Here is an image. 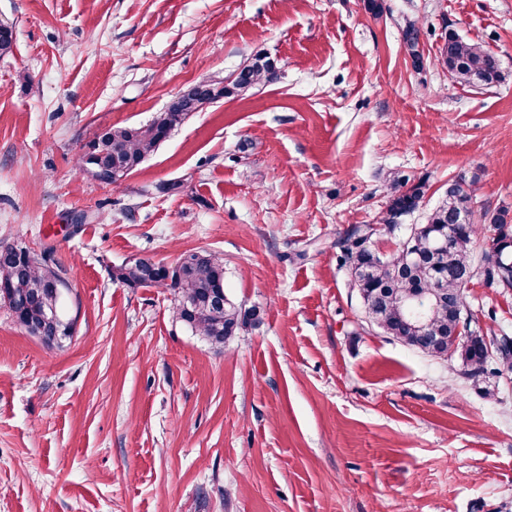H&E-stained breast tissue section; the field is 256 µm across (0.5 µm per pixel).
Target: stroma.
I'll list each match as a JSON object with an SVG mask.
<instances>
[{
  "mask_svg": "<svg viewBox=\"0 0 512 512\" xmlns=\"http://www.w3.org/2000/svg\"><path fill=\"white\" fill-rule=\"evenodd\" d=\"M0 0V244L67 287L47 346L0 303V512H512V370L472 382L367 319L340 240L382 223L387 182L512 210V0ZM419 28L422 67L403 40ZM504 80L458 82L448 32ZM276 77L192 113L114 185L82 149L253 55ZM83 223H73L74 215ZM216 255L262 320L214 347L143 256ZM472 329L512 336V289L476 275Z\"/></svg>",
  "mask_w": 512,
  "mask_h": 512,
  "instance_id": "1",
  "label": "stroma"
}]
</instances>
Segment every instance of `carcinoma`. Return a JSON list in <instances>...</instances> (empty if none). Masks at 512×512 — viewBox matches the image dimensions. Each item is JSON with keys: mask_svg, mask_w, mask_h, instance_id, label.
Masks as SVG:
<instances>
[{"mask_svg": "<svg viewBox=\"0 0 512 512\" xmlns=\"http://www.w3.org/2000/svg\"><path fill=\"white\" fill-rule=\"evenodd\" d=\"M404 39L414 65L422 64L418 50L419 29L415 23L407 24ZM437 61L448 74L476 87H488L502 79L500 62L488 48L463 40L455 33H448ZM276 76L274 62L265 55H255L240 69L236 76L222 88H209L203 96L219 97L240 95ZM200 111L194 99L171 103L148 124L139 127H113L93 142L107 162H112V151H117L122 165L132 172L144 159L164 142L170 133L191 113ZM426 184L423 181L396 179L389 186V230L398 229L395 218L416 210L423 199ZM471 190L455 182L448 185L445 200L432 209L410 243V251L399 247L385 257L374 256V246L365 237L366 225H356L341 242L342 265L349 268L353 285L357 288L370 320L387 335L432 357L458 355L461 374L467 379H477L488 371L490 358L486 353L485 336L471 332L469 345L456 348L448 342L458 323L453 303L463 295V288L476 275L474 249L479 238L478 225L473 220ZM454 226L448 262L434 254L429 240ZM495 232L493 243L500 259L486 262L485 277L489 284L512 288V221L509 212L502 210L492 218ZM183 273L174 282H167V269L157 263L152 272L144 266L129 263L119 268L113 277L131 287H159L171 290L176 298L175 317L193 332L215 345L237 331L259 321L255 308L243 310L231 300L224 301V315H213L210 295L215 287L224 285V264L219 257L199 252H185ZM438 270L442 276L438 287L448 291V302L437 304L423 298L420 307L413 311L424 317V327L413 329V320L405 311L406 299L422 290L433 287L428 273ZM63 279L46 260L33 257L29 260L13 258L0 261V300L4 295H23L33 290L40 292L39 301L32 306L10 308L16 322L30 335L45 322L46 314L62 313L61 289Z\"/></svg>", "mask_w": 512, "mask_h": 512, "instance_id": "obj_1", "label": "carcinoma"}]
</instances>
